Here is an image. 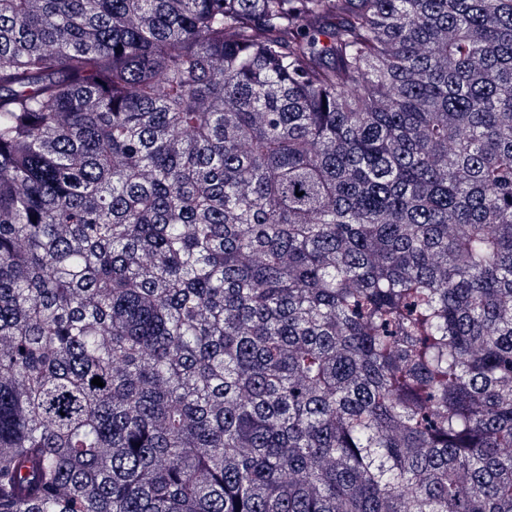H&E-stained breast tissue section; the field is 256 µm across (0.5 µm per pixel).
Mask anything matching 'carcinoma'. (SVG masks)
Instances as JSON below:
<instances>
[{"mask_svg":"<svg viewBox=\"0 0 512 512\" xmlns=\"http://www.w3.org/2000/svg\"><path fill=\"white\" fill-rule=\"evenodd\" d=\"M511 447L512 0H0V512H512Z\"/></svg>","mask_w":512,"mask_h":512,"instance_id":"cac0c4a2","label":"carcinoma"}]
</instances>
